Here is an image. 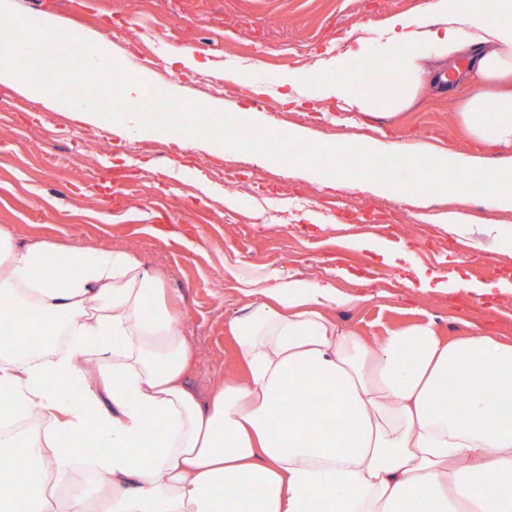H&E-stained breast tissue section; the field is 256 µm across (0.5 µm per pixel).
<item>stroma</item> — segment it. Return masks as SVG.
Returning <instances> with one entry per match:
<instances>
[{
	"label": "stroma",
	"mask_w": 512,
	"mask_h": 512,
	"mask_svg": "<svg viewBox=\"0 0 512 512\" xmlns=\"http://www.w3.org/2000/svg\"><path fill=\"white\" fill-rule=\"evenodd\" d=\"M430 0H17L20 16L52 13L68 30H91L108 52L135 62L136 46L157 43L146 67L153 83L180 84L184 102L216 101L226 111L252 108L259 123L250 133L295 134L322 144L353 134L385 133L399 142L421 141L493 167L498 153L482 152L466 138L454 114L457 101L430 92L396 116L364 115L360 127L344 112L314 103L326 61L362 76L368 60L348 57L356 40L379 38L390 17L411 16L434 27ZM298 64L270 65L279 49ZM187 49L203 62L182 71L172 58ZM310 71L317 80L300 90L311 101L289 111L278 98L288 79ZM261 94H253V87ZM182 136L141 139L113 132L111 121L82 123L68 105L36 103L0 86V226L16 246L47 241L124 250L164 280L169 303L185 315L196 353L190 385L207 394L224 374L237 372L227 322L247 300L246 281L293 276L328 280L364 300L338 304L331 315L370 336L419 320H432L442 335L463 333L473 322L512 339V294L476 296L422 293L404 286L399 271L378 249L407 252L427 271H459L463 278L496 284L512 279V211L490 209L479 197L451 204L419 200L406 190L378 196L356 189L324 188L317 171L260 156H216L183 150ZM234 170L237 187L224 183ZM458 208L469 223L448 229L439 213ZM495 224L498 234L487 235ZM373 243L360 250L356 241Z\"/></svg>",
	"instance_id": "35a3bbf8"
}]
</instances>
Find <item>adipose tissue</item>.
Wrapping results in <instances>:
<instances>
[{
  "label": "adipose tissue",
  "instance_id": "1",
  "mask_svg": "<svg viewBox=\"0 0 512 512\" xmlns=\"http://www.w3.org/2000/svg\"><path fill=\"white\" fill-rule=\"evenodd\" d=\"M418 29L402 15L371 58L395 94L344 75L319 101L349 112L406 111L447 78L469 91L455 120L489 151L512 148V0H433ZM494 110H487V101ZM423 292L511 293L458 272L413 271ZM156 273L122 250L16 247L0 227V449H14L0 512H512V340L433 321L369 336L328 310L330 283L248 288L232 318L243 375L207 397L189 386L181 313ZM465 401L440 403L448 383ZM319 392L317 417L288 409ZM90 489L67 492L87 448Z\"/></svg>",
  "mask_w": 512,
  "mask_h": 512
}]
</instances>
